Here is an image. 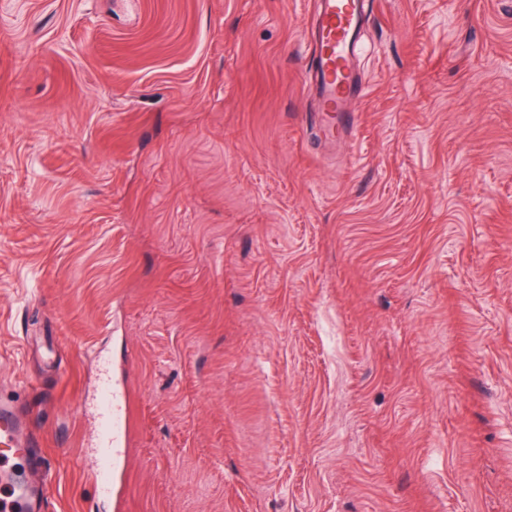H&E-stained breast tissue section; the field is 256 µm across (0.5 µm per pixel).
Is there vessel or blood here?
I'll use <instances>...</instances> for the list:
<instances>
[{
  "mask_svg": "<svg viewBox=\"0 0 512 512\" xmlns=\"http://www.w3.org/2000/svg\"><path fill=\"white\" fill-rule=\"evenodd\" d=\"M363 23L359 0H317L308 30L312 90L331 125L347 112L354 94L352 58ZM95 415V482L100 494L115 496L121 486V450L134 424V403L126 388L113 382L107 365L98 378ZM37 446L31 421L12 401L0 398V512H44L47 496L43 483L17 477L21 462L33 459L44 464Z\"/></svg>",
  "mask_w": 512,
  "mask_h": 512,
  "instance_id": "b4317fda",
  "label": "vessel or blood"
}]
</instances>
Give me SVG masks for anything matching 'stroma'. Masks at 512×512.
Segmentation results:
<instances>
[{"label":"stroma","instance_id":"35a3bbf8","mask_svg":"<svg viewBox=\"0 0 512 512\" xmlns=\"http://www.w3.org/2000/svg\"><path fill=\"white\" fill-rule=\"evenodd\" d=\"M311 2L0 0V396L46 512H512V0H371L333 142ZM97 469L95 482L101 495H118L121 486V451L134 424V403L126 388L112 384L109 363L102 365L95 407Z\"/></svg>","mask_w":512,"mask_h":512}]
</instances>
